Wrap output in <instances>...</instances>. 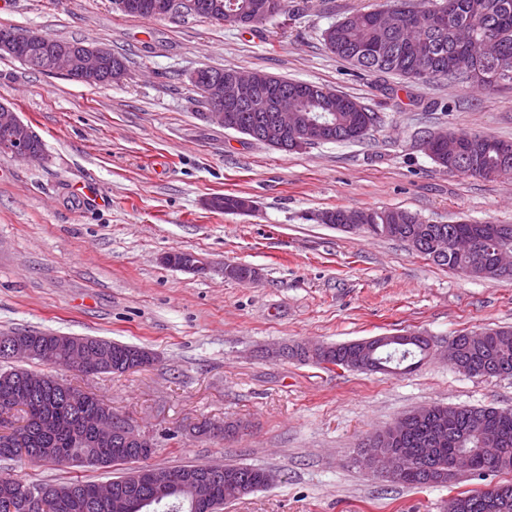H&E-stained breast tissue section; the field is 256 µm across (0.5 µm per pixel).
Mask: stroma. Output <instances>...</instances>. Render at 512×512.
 Wrapping results in <instances>:
<instances>
[{
	"label": "stroma",
	"instance_id": "1",
	"mask_svg": "<svg viewBox=\"0 0 512 512\" xmlns=\"http://www.w3.org/2000/svg\"><path fill=\"white\" fill-rule=\"evenodd\" d=\"M391 0H288L260 32L195 16L121 15L112 0H0V26L102 44L128 77L88 86L0 55V102L44 143V157L0 156V332L101 336L152 351L122 375L56 377L93 392L157 442L151 465L243 463L271 487L224 512H446L460 492L512 474L429 488L349 466L370 433L433 405L512 409V378L477 379L444 351L465 330L512 327V280L478 281L406 244L321 223L329 209L398 208L432 223L512 224V178L440 170L427 132L512 141V87L414 83L368 74L327 52L322 33ZM202 67L262 71L346 94L382 119L369 138L282 152L204 120L190 82ZM251 198L249 214L209 207ZM191 251L194 274L164 263ZM225 263L259 268L253 284ZM420 332L434 351L405 375L325 369L268 348ZM204 421L246 423L234 437H194ZM0 471L27 483L63 472L25 460ZM171 255L173 253L165 256L164 262L166 264L171 263V265L179 269L203 274L210 268V265L204 258L193 252L179 251L177 258Z\"/></svg>",
	"mask_w": 512,
	"mask_h": 512
}]
</instances>
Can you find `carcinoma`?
I'll use <instances>...</instances> for the list:
<instances>
[{
	"label": "carcinoma",
	"mask_w": 512,
	"mask_h": 512,
	"mask_svg": "<svg viewBox=\"0 0 512 512\" xmlns=\"http://www.w3.org/2000/svg\"><path fill=\"white\" fill-rule=\"evenodd\" d=\"M224 10L242 15L240 27L257 31L267 21L288 13V0H276L268 12L256 10L257 0H223ZM467 27L474 40H492L496 55L479 62L488 81H476L451 68L452 61L469 54L468 45L456 38L455 29ZM325 48L337 58L370 74L404 77L415 82L433 81L475 83L484 89L512 84V0H429L416 7L410 0H393L389 8L368 10L348 16L322 33ZM15 58L28 68L43 74L51 73L42 46L31 45ZM278 88L296 93V111L319 118L331 125L325 136L327 143L357 142L366 139L380 125L381 118L357 100L308 82L275 77ZM266 97L254 102V111L236 113L237 122L252 129L269 120ZM435 163L453 174L474 177L512 175V155L503 147L511 141L487 139L479 134H459L460 154L448 159L446 135L434 134ZM377 224L387 229L367 232L380 237L419 243L417 253L450 270L483 280H498L490 255L483 256L481 266L470 253L435 257L431 244L435 237L465 235L475 240L491 241L499 247L512 248V224H428L415 214L402 210L375 209ZM36 348L51 344L56 358L67 360L75 342H82L87 356L79 371L84 374H122L140 365L139 356L145 348L122 344L97 336L80 340L43 331H13ZM431 338L415 333L406 343H383L379 339L327 344L323 354L314 358L298 346L292 352L301 361L330 363L356 370V362L371 360L382 370L403 373L417 367L428 357ZM459 362L468 366L466 375L485 377L492 366L495 377L512 376V330L490 329L488 335L471 338L461 332L452 338ZM20 404L26 448H16L0 437V461L26 458L33 464L57 467H121L117 476L107 482L110 496H100L102 484L79 479L56 483H39L32 488L43 494L24 498L22 480L9 473L0 474V512H138L135 504L151 497L156 485L177 481L179 488L170 495L165 512H213V505L224 502V481L218 475L240 473L252 486L251 492L265 488L267 470L239 464H184L174 467H151L154 480L134 484V476L122 468L129 446L114 439L95 441L93 424L101 409L102 399L72 386L65 390L40 386L24 392L19 372L0 369V410ZM406 425L393 439L391 447L403 451L401 474L394 482L412 487L427 486L426 473L448 472L460 456H466L467 469L453 479L485 477L512 473V409L490 406H458L429 408L427 414L412 412L404 416ZM213 476L210 495L200 499L187 478ZM489 493L483 490L462 493L460 512H512V485L501 487V498L508 501L502 508L488 504Z\"/></svg>",
	"instance_id": "obj_1"
}]
</instances>
